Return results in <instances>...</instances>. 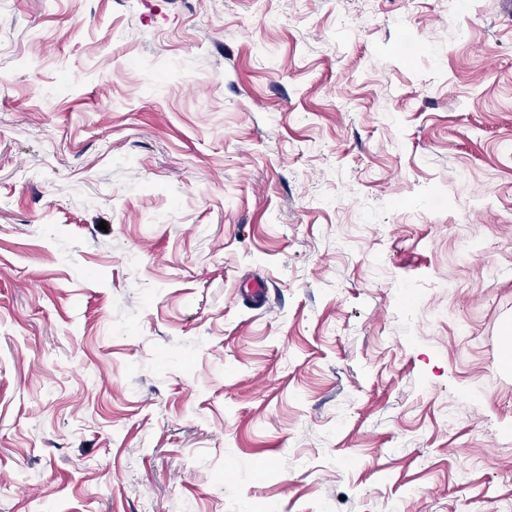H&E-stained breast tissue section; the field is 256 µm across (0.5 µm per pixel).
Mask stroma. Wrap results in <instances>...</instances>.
Wrapping results in <instances>:
<instances>
[{
	"label": "stroma",
	"mask_w": 512,
	"mask_h": 512,
	"mask_svg": "<svg viewBox=\"0 0 512 512\" xmlns=\"http://www.w3.org/2000/svg\"><path fill=\"white\" fill-rule=\"evenodd\" d=\"M501 3L0 0V512H512Z\"/></svg>",
	"instance_id": "obj_1"
}]
</instances>
